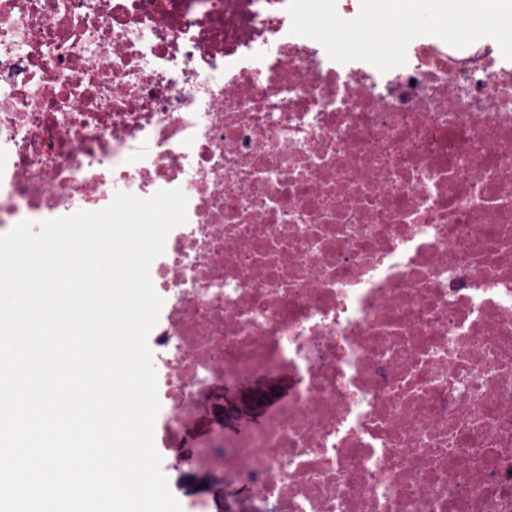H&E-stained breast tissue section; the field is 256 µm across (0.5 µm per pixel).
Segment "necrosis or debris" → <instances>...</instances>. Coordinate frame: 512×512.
Here are the masks:
<instances>
[{
  "label": "necrosis or debris",
  "mask_w": 512,
  "mask_h": 512,
  "mask_svg": "<svg viewBox=\"0 0 512 512\" xmlns=\"http://www.w3.org/2000/svg\"><path fill=\"white\" fill-rule=\"evenodd\" d=\"M288 4L0 0V234L186 195L150 266L186 512H512V60L340 64ZM224 427L235 430L246 418L259 420L261 409V397L253 390H244L234 398H224Z\"/></svg>",
  "instance_id": "4bbe7bcc"
}]
</instances>
